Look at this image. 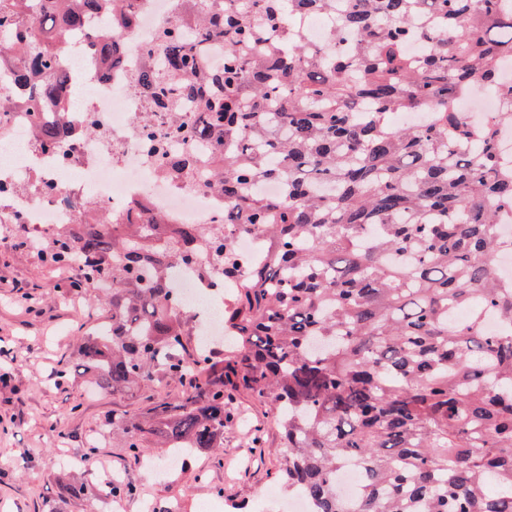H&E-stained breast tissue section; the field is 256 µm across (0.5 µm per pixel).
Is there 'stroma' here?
I'll use <instances>...</instances> for the list:
<instances>
[{
	"mask_svg": "<svg viewBox=\"0 0 512 512\" xmlns=\"http://www.w3.org/2000/svg\"><path fill=\"white\" fill-rule=\"evenodd\" d=\"M63 281L60 269L33 249L0 247V512H139L144 499L156 512L176 499L182 512H199L209 500L222 501L223 512H237L244 502L291 512L288 495L272 505L266 498L286 457L269 406L250 409V427L225 429L221 456L195 455L163 479L103 433L113 411L147 420L153 402L175 399L186 386L160 374L149 386L121 394L94 387L80 345L109 316L110 306L94 288L62 295L56 286ZM66 456L75 465L63 464ZM114 471L135 487V495L66 497L65 486L102 485Z\"/></svg>",
	"mask_w": 512,
	"mask_h": 512,
	"instance_id": "obj_1",
	"label": "stroma"
}]
</instances>
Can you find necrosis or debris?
Instances as JSON below:
<instances>
[{"instance_id": "4bbe7bcc", "label": "necrosis or debris", "mask_w": 512, "mask_h": 512, "mask_svg": "<svg viewBox=\"0 0 512 512\" xmlns=\"http://www.w3.org/2000/svg\"><path fill=\"white\" fill-rule=\"evenodd\" d=\"M99 24L91 17L85 30L70 33L63 66L67 85L82 84L83 93L65 112L47 108L30 112L23 102L9 107L0 123V226L20 227L32 240L43 241L73 225L85 200L96 212L111 213L121 224L158 218L165 237L181 224L217 226L240 275H248L266 248L263 234L245 224L224 221V197L179 165L191 151L197 169L215 166L224 154L213 141L180 145L168 141L173 125L191 128L204 114L193 108L172 115L159 106L147 89L136 86L140 72L154 62L150 54L162 32L178 29L193 36L198 27L184 11V0H137L130 16H115L113 26L123 36L110 63L92 69L90 32ZM61 126L65 134L54 148L34 147L37 123ZM168 274L188 314L207 335L224 330V268L198 259L195 264L173 262Z\"/></svg>"}]
</instances>
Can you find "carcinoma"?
Returning a JSON list of instances; mask_svg holds the SVG:
<instances>
[{"mask_svg": "<svg viewBox=\"0 0 512 512\" xmlns=\"http://www.w3.org/2000/svg\"><path fill=\"white\" fill-rule=\"evenodd\" d=\"M133 0H0V67L33 111L61 106L60 43L90 17ZM336 0H222L199 36L226 41L224 66L199 76V60L175 30L162 40L163 66L144 76L160 104L176 98L206 112L194 139L234 143L207 184L237 218L264 232L266 262L240 278L210 231L184 226L159 257L186 263L210 242L231 282L224 302L227 343L214 361L200 344L188 353V319L177 311L165 268L149 263L158 224L109 231L78 224L43 243L45 259L75 270L64 291L112 288V333L89 336L83 361L114 393L163 371L190 380L139 422L115 413L141 454L155 440L170 451L221 453L224 428L239 422L243 395L272 406L288 448L274 476L309 497L316 512H347L337 473H362L361 512H512V328L480 331L492 312L512 325V285L496 275L499 211L512 209V167L501 164V126L512 125V0H348L333 39L359 33L344 56L309 48L296 14L329 13ZM444 20L416 29L414 15ZM120 33L97 28L96 61L112 57ZM421 39L410 57L404 44ZM257 54L245 58L240 47ZM488 88L502 112L470 121L455 107ZM425 109L424 125L391 117ZM64 130L39 128L36 145ZM276 179L284 196L254 188ZM461 307L471 309L451 321ZM114 484L67 487L70 498Z\"/></svg>", "mask_w": 512, "mask_h": 512, "instance_id": "1", "label": "carcinoma"}]
</instances>
